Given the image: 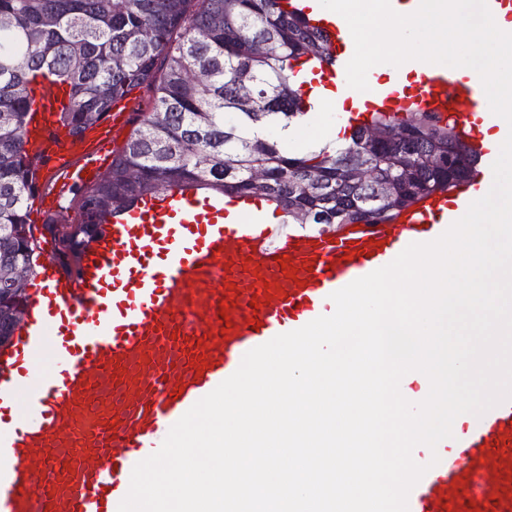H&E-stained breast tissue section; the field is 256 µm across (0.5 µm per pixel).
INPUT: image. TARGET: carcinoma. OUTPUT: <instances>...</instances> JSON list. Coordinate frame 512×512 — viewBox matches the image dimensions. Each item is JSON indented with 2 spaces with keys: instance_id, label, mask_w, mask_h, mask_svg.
<instances>
[{
  "instance_id": "obj_1",
  "label": "carcinoma",
  "mask_w": 512,
  "mask_h": 512,
  "mask_svg": "<svg viewBox=\"0 0 512 512\" xmlns=\"http://www.w3.org/2000/svg\"><path fill=\"white\" fill-rule=\"evenodd\" d=\"M284 0H0V273L33 265L40 241L31 234L29 200L35 183L24 146L38 111L36 83L49 80L60 93L58 123L69 135L86 131L83 118H101L135 87L152 91L150 111L112 159L109 174L78 202L79 235L54 239L55 257L66 265L102 233L103 221L172 188L200 196L257 198L281 210L285 224H380L437 191L467 182L477 159L465 150L468 170L456 177L429 157L463 147L453 129L429 114L403 118L374 114L335 147L294 152L274 135L260 141L255 131H275L308 115L314 96L304 98L300 74L315 61L331 59L322 34ZM264 44V53L257 46ZM205 81L191 89L185 74ZM252 97L242 104L239 86ZM157 113L164 114L161 123ZM371 128H398L415 148L406 167L395 141L374 145ZM354 161L380 177L408 183L413 191L374 208L360 204L373 187L349 180ZM265 172V183L251 180ZM140 171L131 182L128 172ZM315 178L317 191L289 208L290 187Z\"/></svg>"
}]
</instances>
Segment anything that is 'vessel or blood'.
<instances>
[{"instance_id":"1","label":"vessel or blood","mask_w":512,"mask_h":512,"mask_svg":"<svg viewBox=\"0 0 512 512\" xmlns=\"http://www.w3.org/2000/svg\"><path fill=\"white\" fill-rule=\"evenodd\" d=\"M307 19L333 51L325 76L346 78L357 53L352 31L325 7ZM44 94L34 171L93 183L110 166L120 113L106 114L95 145L76 155L52 127L56 87ZM491 111L483 82L459 59L432 66L413 87L392 77L373 89L354 124L373 112H429L451 119L478 155L471 183L428 195L391 223L277 239L226 222L225 207L246 213L250 200L227 206L174 189L111 220L72 271L48 260L43 287L30 291L0 346V512H118L135 464L247 351L326 315L333 292L459 220L493 181L496 151L475 133ZM48 345L53 369L39 379L34 368ZM413 458L428 471L409 494V512H512V400L467 415L451 442L414 449Z\"/></svg>"}]
</instances>
